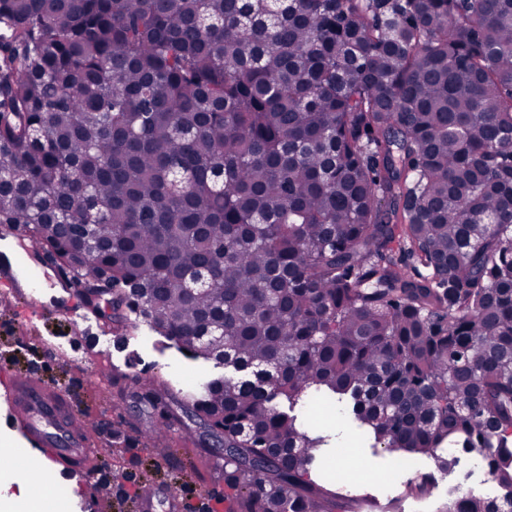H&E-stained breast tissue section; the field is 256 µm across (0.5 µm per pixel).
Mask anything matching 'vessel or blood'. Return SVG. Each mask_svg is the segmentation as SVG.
I'll list each match as a JSON object with an SVG mask.
<instances>
[{"instance_id": "obj_1", "label": "vessel or blood", "mask_w": 512, "mask_h": 512, "mask_svg": "<svg viewBox=\"0 0 512 512\" xmlns=\"http://www.w3.org/2000/svg\"><path fill=\"white\" fill-rule=\"evenodd\" d=\"M0 286L25 289L32 316L40 315L41 285L19 278L12 256L4 250L0 251ZM7 400L15 420L22 423L47 456L60 465L62 474L83 468L90 453V442L81 427L69 418L60 399L46 394L32 377L12 381Z\"/></svg>"}]
</instances>
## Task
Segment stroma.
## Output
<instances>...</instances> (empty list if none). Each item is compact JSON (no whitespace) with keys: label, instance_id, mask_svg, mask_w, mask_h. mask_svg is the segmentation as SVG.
I'll return each mask as SVG.
<instances>
[{"label":"stroma","instance_id":"stroma-1","mask_svg":"<svg viewBox=\"0 0 512 512\" xmlns=\"http://www.w3.org/2000/svg\"><path fill=\"white\" fill-rule=\"evenodd\" d=\"M0 247L13 252L22 272L46 285L42 315L32 322L24 318L22 295H0V436L26 438L21 426L6 419V378L38 371L43 385L64 399L69 415L87 426L96 443L95 471L115 476L110 484L83 473L57 479V490L69 495L68 512H167L166 493L172 489L192 505L206 494L233 501L223 460L199 447L202 421H186L164 447L146 437L162 411L176 409L182 389L217 375L213 362L187 358L132 314L115 321L86 307L78 320L61 315L49 286L52 262L6 224H0ZM151 388L168 390L161 407L143 405ZM313 416L328 438L319 450L317 480L331 489L342 486L352 512H442L449 487L463 481L474 464L462 458L453 473L418 498L409 488L434 471L432 458L360 443L331 409L316 408Z\"/></svg>","mask_w":512,"mask_h":512}]
</instances>
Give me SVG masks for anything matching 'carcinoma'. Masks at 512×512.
<instances>
[{
    "label": "carcinoma",
    "instance_id": "cac0c4a2",
    "mask_svg": "<svg viewBox=\"0 0 512 512\" xmlns=\"http://www.w3.org/2000/svg\"><path fill=\"white\" fill-rule=\"evenodd\" d=\"M0 224L224 356L149 438L206 421L238 512H336L307 397L512 487V0H0Z\"/></svg>",
    "mask_w": 512,
    "mask_h": 512
}]
</instances>
